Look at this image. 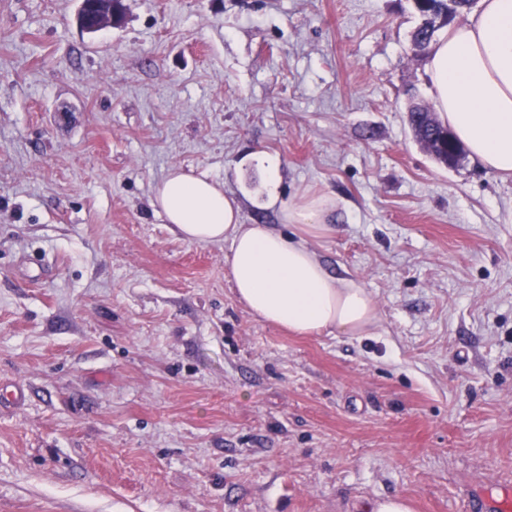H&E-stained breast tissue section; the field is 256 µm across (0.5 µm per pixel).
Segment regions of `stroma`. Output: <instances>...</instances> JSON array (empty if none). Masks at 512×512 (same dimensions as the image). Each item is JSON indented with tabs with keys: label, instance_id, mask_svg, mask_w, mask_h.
Wrapping results in <instances>:
<instances>
[{
	"label": "stroma",
	"instance_id": "35a3bbf8",
	"mask_svg": "<svg viewBox=\"0 0 512 512\" xmlns=\"http://www.w3.org/2000/svg\"><path fill=\"white\" fill-rule=\"evenodd\" d=\"M0 0V512H468L512 483V176L439 163L413 0ZM336 199L314 246L376 335L235 298L229 242L154 210L180 168L246 224ZM103 1V7L102 12L99 15V22L98 24L94 26H89L88 24H85L83 21V17L87 10V3L86 0H81L80 9L78 12V21L82 29H84L87 32H97L105 27H110L114 25L118 19V17L115 15V12H113L112 9V1L116 2L117 0H100ZM109 1V2H108ZM108 5V8L106 6Z\"/></svg>",
	"mask_w": 512,
	"mask_h": 512
}]
</instances>
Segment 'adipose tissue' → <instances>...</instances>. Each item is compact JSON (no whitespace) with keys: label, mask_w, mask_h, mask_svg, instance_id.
I'll use <instances>...</instances> for the list:
<instances>
[{"label":"adipose tissue","mask_w":512,"mask_h":512,"mask_svg":"<svg viewBox=\"0 0 512 512\" xmlns=\"http://www.w3.org/2000/svg\"><path fill=\"white\" fill-rule=\"evenodd\" d=\"M427 73L436 111L470 155L512 175V0H481L433 43ZM152 204L189 242H229L224 265L238 301L264 323L298 335L367 336L378 327L370 293L327 272L309 238L328 230L336 203L307 191L281 201L287 232L241 221L223 183L182 170L154 188Z\"/></svg>","instance_id":"1"}]
</instances>
